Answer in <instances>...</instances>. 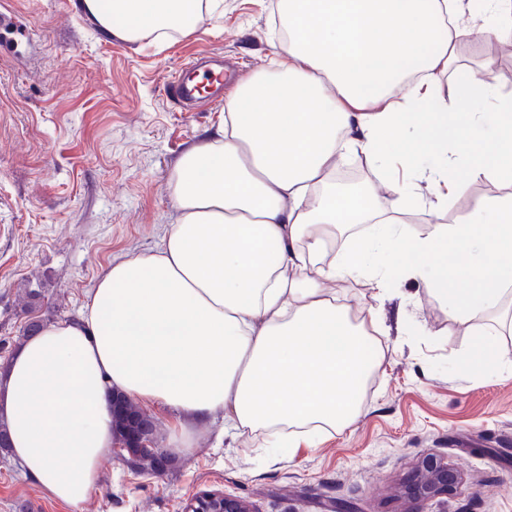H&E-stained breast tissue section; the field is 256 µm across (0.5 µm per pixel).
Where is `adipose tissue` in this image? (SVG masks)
I'll list each match as a JSON object with an SVG mask.
<instances>
[{
    "mask_svg": "<svg viewBox=\"0 0 512 512\" xmlns=\"http://www.w3.org/2000/svg\"><path fill=\"white\" fill-rule=\"evenodd\" d=\"M221 0H79L103 34L130 42L193 31ZM288 39L275 68L242 81L224 117L169 182L175 210L160 248L113 262L77 318L44 326L0 370L11 460L51 499L84 501L113 446L110 399L173 413L171 445L193 447L217 417L271 448L315 444L359 412L381 325L350 315L333 282L376 291L420 279L449 318L481 321L465 374L500 370L512 300V198L441 211L466 179L512 184V93L458 64L462 25L512 38V0H280ZM454 97L441 94L443 77ZM481 100L488 112L465 106ZM382 171L391 196L337 190L343 155ZM427 155L438 162L419 168ZM430 212L425 232L400 222ZM368 224L346 247L337 228Z\"/></svg>",
    "mask_w": 512,
    "mask_h": 512,
    "instance_id": "1",
    "label": "adipose tissue"
}]
</instances>
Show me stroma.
<instances>
[{
    "instance_id": "stroma-1",
    "label": "stroma",
    "mask_w": 512,
    "mask_h": 512,
    "mask_svg": "<svg viewBox=\"0 0 512 512\" xmlns=\"http://www.w3.org/2000/svg\"><path fill=\"white\" fill-rule=\"evenodd\" d=\"M77 0H0V362L32 319L76 317L114 259L152 252L172 223L169 179L178 159L221 120L203 99L184 110L170 75L205 54L224 66V89L268 68L277 0H223L186 35L131 44L103 35ZM459 59L494 57L493 83L512 91V39L468 35ZM512 195L491 176L469 179L442 211L458 222L474 200ZM350 306L372 305L384 359L367 380L358 416L317 447L264 448L222 420L195 428V445L161 472L134 470L120 451L101 465L86 501L49 498L0 457V512H181L203 490L256 512H512V375L462 374L476 324L450 319L420 283L397 280L382 299L335 282ZM38 290L29 299L30 290ZM455 467L446 494H411L419 462Z\"/></svg>"
}]
</instances>
